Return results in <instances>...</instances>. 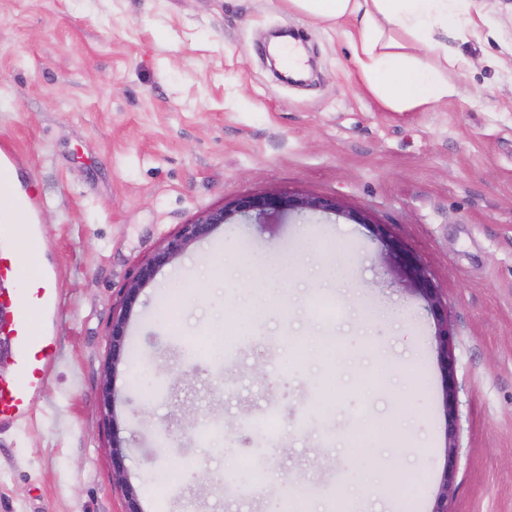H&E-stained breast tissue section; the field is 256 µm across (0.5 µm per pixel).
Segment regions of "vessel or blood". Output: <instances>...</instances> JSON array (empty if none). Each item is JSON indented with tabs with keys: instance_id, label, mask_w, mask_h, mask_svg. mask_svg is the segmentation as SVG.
<instances>
[{
	"instance_id": "vessel-or-blood-1",
	"label": "vessel or blood",
	"mask_w": 512,
	"mask_h": 512,
	"mask_svg": "<svg viewBox=\"0 0 512 512\" xmlns=\"http://www.w3.org/2000/svg\"><path fill=\"white\" fill-rule=\"evenodd\" d=\"M20 158L12 147H0V194L7 203L5 212L26 216L23 225L0 224V279L16 276L17 268L5 242L22 237L31 244L39 242V226L33 218L39 206L37 198L20 178ZM61 291L50 262H42L38 272L27 280L20 296L10 298L11 315L6 321L10 352L14 362L11 379H0V425L30 423L31 403L53 370L58 355L57 318Z\"/></svg>"
}]
</instances>
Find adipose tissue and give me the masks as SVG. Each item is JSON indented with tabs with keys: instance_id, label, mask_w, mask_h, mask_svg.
Here are the masks:
<instances>
[{
	"instance_id": "adipose-tissue-1",
	"label": "adipose tissue",
	"mask_w": 512,
	"mask_h": 512,
	"mask_svg": "<svg viewBox=\"0 0 512 512\" xmlns=\"http://www.w3.org/2000/svg\"><path fill=\"white\" fill-rule=\"evenodd\" d=\"M336 25L348 41L360 89L390 112H423L459 97L448 68L466 69L448 40L473 26L464 0H288Z\"/></svg>"
}]
</instances>
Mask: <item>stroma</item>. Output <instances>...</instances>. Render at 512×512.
I'll use <instances>...</instances> for the list:
<instances>
[{"mask_svg":"<svg viewBox=\"0 0 512 512\" xmlns=\"http://www.w3.org/2000/svg\"><path fill=\"white\" fill-rule=\"evenodd\" d=\"M468 6L460 99L397 114L286 0H0V142L40 198L0 294L39 258L62 294L35 423L0 432V512H126L123 481L142 512H434L446 478L448 512H512V0ZM273 29L304 46L300 83L266 60ZM288 196L341 210L220 225L140 293L115 480L98 393L124 285L200 213ZM260 257L276 281L250 272ZM324 333L339 359L297 354ZM437 339L439 342V353L443 366V370L448 374V367L450 366L449 361H451V331L448 325V313L440 314L439 319H437Z\"/></svg>","mask_w":512,"mask_h":512,"instance_id":"35a3bbf8","label":"stroma"}]
</instances>
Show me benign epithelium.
Returning <instances> with one entry per match:
<instances>
[{
	"label": "benign epithelium",
	"mask_w": 512,
	"mask_h": 512,
	"mask_svg": "<svg viewBox=\"0 0 512 512\" xmlns=\"http://www.w3.org/2000/svg\"><path fill=\"white\" fill-rule=\"evenodd\" d=\"M283 206L298 211L312 210L322 212L336 211V204L323 200H293L255 197L243 200L238 209L243 211L257 210L262 212L268 208ZM230 215L223 209L204 213L195 221L184 224L177 234L160 248L148 261L140 264L124 287L123 306L120 313L113 317L110 332V363L107 366L101 385V403L108 416H113L115 404V387L113 378L116 368L124 358L126 328L128 315L140 292L153 280L157 271L178 260L194 244L206 238L217 226L227 223ZM437 339L443 370H448L451 361V331L448 315L437 319ZM125 447L119 436L117 424H112V466L116 473L124 472Z\"/></svg>",
	"instance_id": "7a95c632"
}]
</instances>
